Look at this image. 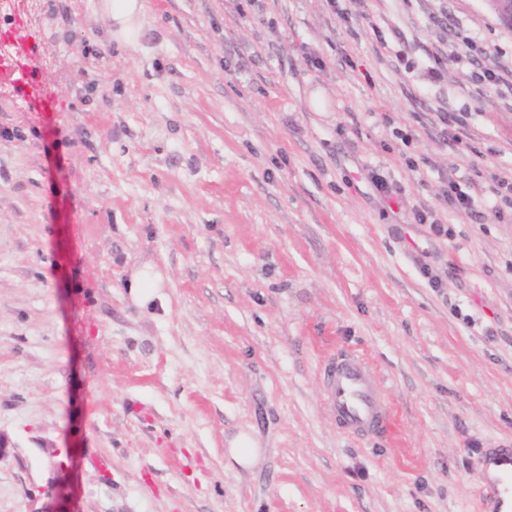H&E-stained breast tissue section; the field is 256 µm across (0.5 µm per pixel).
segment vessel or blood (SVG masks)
Segmentation results:
<instances>
[{"instance_id":"obj_1","label":"vessel or blood","mask_w":512,"mask_h":512,"mask_svg":"<svg viewBox=\"0 0 512 512\" xmlns=\"http://www.w3.org/2000/svg\"><path fill=\"white\" fill-rule=\"evenodd\" d=\"M327 406L347 433L368 437L386 432L387 403L374 381L372 364L345 352L322 367ZM477 476L492 504V512H512V448H491L476 463Z\"/></svg>"}]
</instances>
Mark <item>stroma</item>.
<instances>
[{
    "label": "stroma",
    "instance_id": "stroma-1",
    "mask_svg": "<svg viewBox=\"0 0 512 512\" xmlns=\"http://www.w3.org/2000/svg\"><path fill=\"white\" fill-rule=\"evenodd\" d=\"M25 2L58 109L0 83V512H484L477 455L512 441V220L451 209L436 238L411 210L512 172V91L477 80L512 70V31L484 0H144L125 47L102 0ZM144 266L165 283L141 307ZM339 351L374 365L383 436L328 412ZM467 113L468 112H440L438 114V120L442 124L441 136L446 144H448L449 138L452 142L463 144L464 146L467 145V143H463L462 139L458 136V133H461V130L465 128L468 123ZM163 275L151 267L131 271L127 288L135 303L144 306L155 297V288H163ZM227 454L238 466L249 468L259 457L260 448L249 435L240 434L227 448Z\"/></svg>",
    "mask_w": 512,
    "mask_h": 512
}]
</instances>
